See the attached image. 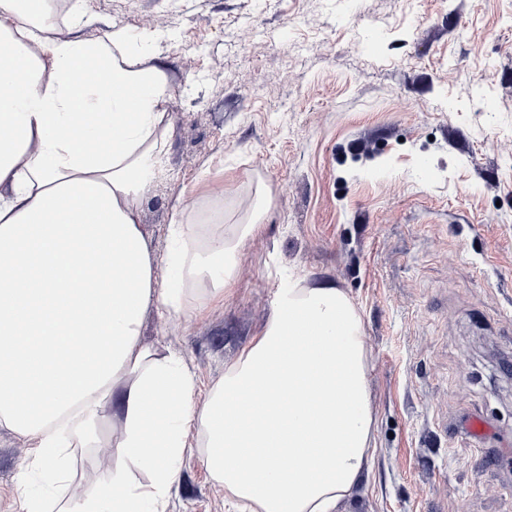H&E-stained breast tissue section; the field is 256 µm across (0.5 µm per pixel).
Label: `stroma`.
<instances>
[{
    "mask_svg": "<svg viewBox=\"0 0 512 512\" xmlns=\"http://www.w3.org/2000/svg\"><path fill=\"white\" fill-rule=\"evenodd\" d=\"M69 2L55 35L124 29L168 85L163 167L138 207L158 281L177 202L202 244L270 202L224 295L171 319L147 309L141 344L178 350L201 404L284 281L331 282L362 319L376 443L339 512H512V381L497 371L512 361V0ZM122 426L115 396L59 501L103 481ZM186 442L166 512H237L197 426ZM31 453L0 427V512L40 487Z\"/></svg>",
    "mask_w": 512,
    "mask_h": 512,
    "instance_id": "obj_1",
    "label": "stroma"
}]
</instances>
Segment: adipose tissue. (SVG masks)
Returning a JSON list of instances; mask_svg holds the SVG:
<instances>
[{
	"mask_svg": "<svg viewBox=\"0 0 512 512\" xmlns=\"http://www.w3.org/2000/svg\"><path fill=\"white\" fill-rule=\"evenodd\" d=\"M41 0H0V427L27 438L47 512L71 448L122 392V453L107 488L61 512H165L198 424L205 464L240 512H335L375 451L362 321L334 284L296 280L254 342L209 391L181 355L139 343L143 313H184L198 286L223 294L249 223L198 245L175 210L158 283L136 203L162 163L167 84L125 30L83 43L45 35ZM146 480H139V473Z\"/></svg>",
	"mask_w": 512,
	"mask_h": 512,
	"instance_id": "ef3b65f1",
	"label": "adipose tissue"
}]
</instances>
